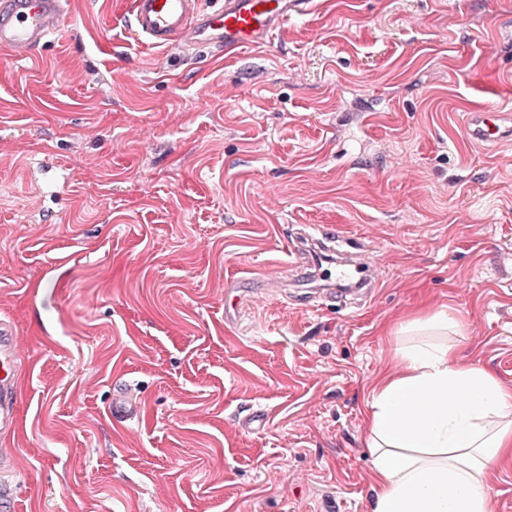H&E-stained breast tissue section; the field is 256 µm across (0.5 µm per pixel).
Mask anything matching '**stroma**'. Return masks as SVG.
<instances>
[{
	"label": "stroma",
	"mask_w": 512,
	"mask_h": 512,
	"mask_svg": "<svg viewBox=\"0 0 512 512\" xmlns=\"http://www.w3.org/2000/svg\"><path fill=\"white\" fill-rule=\"evenodd\" d=\"M129 9L69 0L35 59L0 50V320L29 366L0 512H370L384 326L453 310L459 363L512 388V139L465 126L512 114V0H317L219 59L133 40ZM312 227L378 266L361 303L311 262L280 280ZM503 114L482 109L466 115L467 130L470 136L485 144L498 140L503 134L512 136V125L508 130H502ZM141 400L134 386L122 378L112 384L110 413L119 422H131L139 418Z\"/></svg>",
	"instance_id": "35a3bbf8"
}]
</instances>
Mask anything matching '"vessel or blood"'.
I'll return each instance as SVG.
<instances>
[{
	"mask_svg": "<svg viewBox=\"0 0 512 512\" xmlns=\"http://www.w3.org/2000/svg\"><path fill=\"white\" fill-rule=\"evenodd\" d=\"M131 0L133 38L152 47L179 46L191 51L209 48L232 52L274 40L292 15L309 11L313 0ZM68 13L67 0H0V50L16 62L34 58L56 37ZM503 115L485 109L468 113L470 136L490 143L502 135ZM14 332L0 323V436L10 437L17 427V405L25 366L15 355ZM141 400L134 386L123 379L112 384L110 413L120 422L139 418Z\"/></svg>",
	"mask_w": 512,
	"mask_h": 512,
	"instance_id": "1",
	"label": "vessel or blood"
}]
</instances>
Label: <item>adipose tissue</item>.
Returning <instances> with one entry per match:
<instances>
[{"mask_svg": "<svg viewBox=\"0 0 512 512\" xmlns=\"http://www.w3.org/2000/svg\"><path fill=\"white\" fill-rule=\"evenodd\" d=\"M461 319L423 311L392 329L393 359L368 402L371 512H488L489 474L512 460V389L462 366Z\"/></svg>", "mask_w": 512, "mask_h": 512, "instance_id": "obj_1", "label": "adipose tissue"}]
</instances>
